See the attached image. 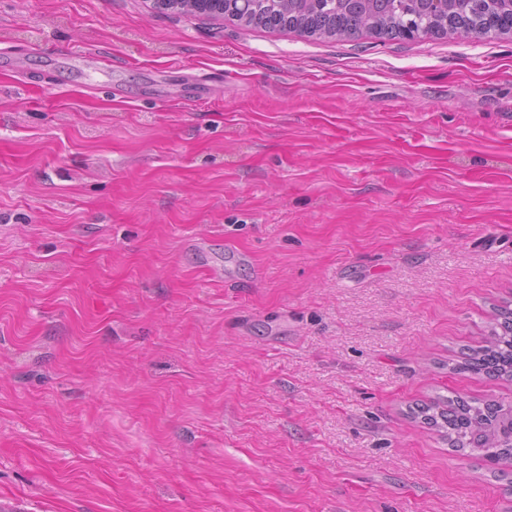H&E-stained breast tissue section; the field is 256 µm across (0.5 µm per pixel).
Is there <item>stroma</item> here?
Instances as JSON below:
<instances>
[{
    "instance_id": "obj_1",
    "label": "stroma",
    "mask_w": 512,
    "mask_h": 512,
    "mask_svg": "<svg viewBox=\"0 0 512 512\" xmlns=\"http://www.w3.org/2000/svg\"><path fill=\"white\" fill-rule=\"evenodd\" d=\"M505 304L512 35L0 0V512H512ZM461 368L495 380L512 381V308L498 309L487 344L462 354ZM509 411H512V403L466 400L455 396L439 398L418 407L417 414L429 426L444 430L448 445L455 452L463 456L477 453L494 464L503 480L510 477L512 487V433L507 428Z\"/></svg>"
}]
</instances>
